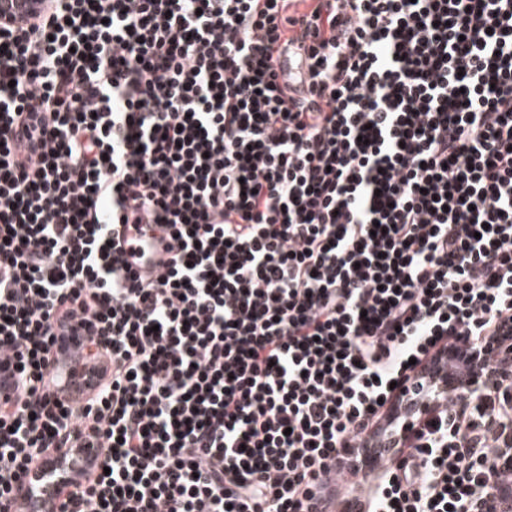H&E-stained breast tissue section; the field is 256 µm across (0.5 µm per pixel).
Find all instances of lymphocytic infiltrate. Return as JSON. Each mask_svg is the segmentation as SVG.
I'll list each match as a JSON object with an SVG mask.
<instances>
[{
  "label": "lymphocytic infiltrate",
  "instance_id": "1",
  "mask_svg": "<svg viewBox=\"0 0 512 512\" xmlns=\"http://www.w3.org/2000/svg\"><path fill=\"white\" fill-rule=\"evenodd\" d=\"M47 4L0 33V512L53 448L99 451L58 512H476L507 399L359 451L512 336V0Z\"/></svg>",
  "mask_w": 512,
  "mask_h": 512
}]
</instances>
